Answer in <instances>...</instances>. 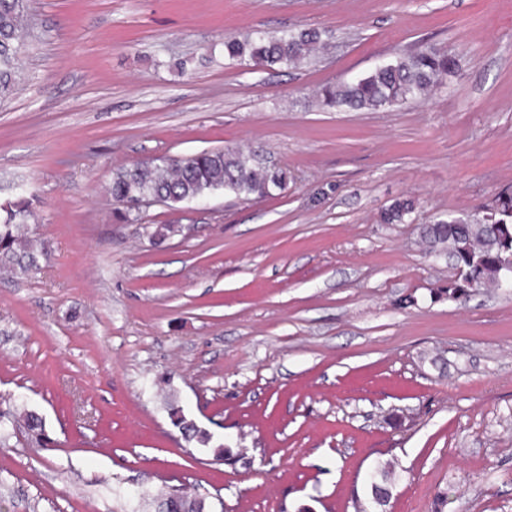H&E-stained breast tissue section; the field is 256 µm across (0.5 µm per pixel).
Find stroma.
I'll return each instance as SVG.
<instances>
[{
    "instance_id": "obj_1",
    "label": "stroma",
    "mask_w": 512,
    "mask_h": 512,
    "mask_svg": "<svg viewBox=\"0 0 512 512\" xmlns=\"http://www.w3.org/2000/svg\"><path fill=\"white\" fill-rule=\"evenodd\" d=\"M0 105V201L36 197L47 258L0 273V397L45 422L0 446V512H355L375 463L384 512H512V290L453 296L423 225L512 189V0H30ZM318 28L279 74L226 37ZM424 44L456 55L432 97L311 106ZM262 148L284 190L125 223L117 168ZM411 224H382L395 199ZM173 225L158 239L150 228ZM182 413L211 435L186 437ZM230 460L215 459V446ZM139 498L117 497V488ZM446 502H439V494ZM370 472L374 481L370 486L369 501L358 504L357 512H377L374 509L385 506L390 497L389 486L396 480L394 468L387 462L373 466ZM208 508L205 496L196 493L188 494L179 490L177 494L167 493L158 512H208Z\"/></svg>"
}]
</instances>
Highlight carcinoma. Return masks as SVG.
Here are the masks:
<instances>
[{"mask_svg": "<svg viewBox=\"0 0 512 512\" xmlns=\"http://www.w3.org/2000/svg\"><path fill=\"white\" fill-rule=\"evenodd\" d=\"M28 16V0H0V104L17 91L16 69L25 45L21 32ZM323 42L316 28L280 34L248 32L224 41V59L230 65L266 71L293 69L308 63L315 47ZM458 67L456 56L443 48L421 47L396 54L372 71L349 81L328 82L316 93L319 106L341 111L385 110L422 101L443 86ZM286 175L265 160L256 149L236 147L204 150L180 156L145 159L116 169L109 192L127 223L140 220L136 203L150 198L171 205H190L218 194L242 201L263 198L284 187ZM34 196L19 195L0 202V269L24 278L47 255L44 243L24 236L21 228L35 218ZM415 211L411 199H399L381 214L384 224L404 223ZM425 237L448 246L454 269L462 274L448 283V292L498 287L508 272L512 256V192L500 194L493 205L472 215H450L423 227ZM23 426L37 441L45 439V423L28 412ZM374 481L369 501L357 512H376L386 505L389 486L396 480L394 468L381 463L371 469ZM201 494L179 491L168 494L159 512H208Z\"/></svg>", "mask_w": 512, "mask_h": 512, "instance_id": "1", "label": "carcinoma"}]
</instances>
